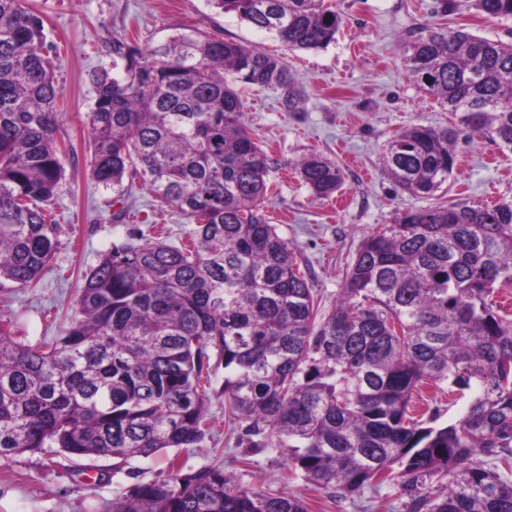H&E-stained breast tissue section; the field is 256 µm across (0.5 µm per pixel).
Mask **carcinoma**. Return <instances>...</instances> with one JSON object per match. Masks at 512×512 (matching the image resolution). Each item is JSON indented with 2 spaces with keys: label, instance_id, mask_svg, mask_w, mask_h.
<instances>
[{
  "label": "carcinoma",
  "instance_id": "obj_1",
  "mask_svg": "<svg viewBox=\"0 0 512 512\" xmlns=\"http://www.w3.org/2000/svg\"><path fill=\"white\" fill-rule=\"evenodd\" d=\"M290 50L336 41L323 0H209ZM512 19V0H473ZM122 74L95 76L91 175L117 198L142 180L195 227L179 246L134 235L83 273L77 316L31 344L0 325V459L54 448L67 461L150 457L210 433L212 396L242 436L286 448L288 469L331 498L397 487L403 512H512V199L413 207L359 244L340 296L311 280L264 210L288 168L243 121L240 84L297 112L303 88L277 55L196 32L148 53L112 40ZM417 88L456 121L393 135L383 170L427 199L472 136L512 150V43L430 28L403 46ZM43 18L0 0V286L31 288L62 245L51 205L65 180L62 88ZM329 198L343 171L294 164ZM224 367V385L211 373ZM426 386L469 392L446 425L412 413ZM112 512H307L297 496L244 488L211 466L137 485Z\"/></svg>",
  "mask_w": 512,
  "mask_h": 512
}]
</instances>
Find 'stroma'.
I'll use <instances>...</instances> for the list:
<instances>
[{"label":"stroma","mask_w":512,"mask_h":512,"mask_svg":"<svg viewBox=\"0 0 512 512\" xmlns=\"http://www.w3.org/2000/svg\"><path fill=\"white\" fill-rule=\"evenodd\" d=\"M325 2L343 24L335 43L314 52L286 50L272 33L215 9L209 0H25L45 20L62 86L58 138L64 143L66 183L51 210L70 230L68 244L37 287L0 288V323L14 324L33 343L59 335L70 321L83 272L129 228L173 245L192 231L193 221L144 185L133 191L135 215L113 222L119 206L112 191L90 176L85 125L96 100L91 77L112 70L114 38L151 49L190 31L279 55L303 86L305 100L297 112L282 111L269 90L245 87L241 97L245 123L274 157L294 162L318 153L344 170L345 183L330 201L315 199L293 170H280L271 178L265 202L271 223L311 279L321 308L330 309L361 240L417 204L382 172L384 145L410 125L442 127L453 121L409 79L399 38L441 27L510 42L512 19L488 21L471 9V0H456L455 11L445 15L437 13V0ZM447 196L478 205L512 197V151L478 138L459 142ZM210 413L214 424L200 446L170 448L118 468L104 457L66 467L46 450L0 460V512H111L129 489L167 478L175 464L186 470L223 466L243 487L301 497L308 512H399L392 487L336 502L302 479H289L287 449L242 442L239 425L224 420L223 399H212Z\"/></svg>","instance_id":"obj_1"}]
</instances>
